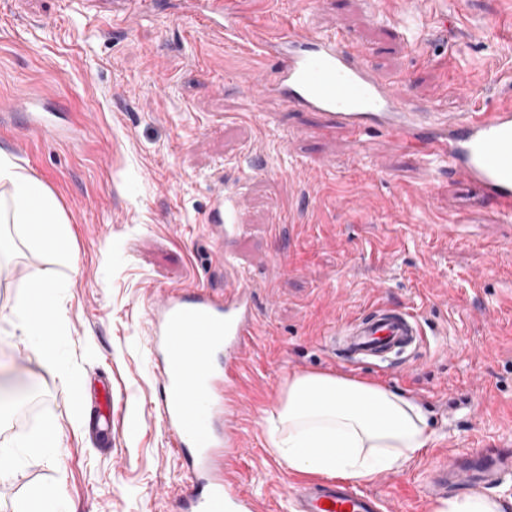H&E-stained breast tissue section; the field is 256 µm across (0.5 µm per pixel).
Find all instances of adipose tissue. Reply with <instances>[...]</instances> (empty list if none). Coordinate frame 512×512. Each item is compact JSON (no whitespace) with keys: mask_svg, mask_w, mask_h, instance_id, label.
Instances as JSON below:
<instances>
[{"mask_svg":"<svg viewBox=\"0 0 512 512\" xmlns=\"http://www.w3.org/2000/svg\"><path fill=\"white\" fill-rule=\"evenodd\" d=\"M0 223L18 224L29 242L65 258L70 228L54 194L9 157L0 155ZM39 298L19 289L12 314L45 364L61 359L60 285L51 271L37 276ZM269 443L289 469L366 482L427 452V417L414 399L344 374L289 376L284 397L266 419ZM493 491H470L442 501L431 512H505Z\"/></svg>","mask_w":512,"mask_h":512,"instance_id":"ef3b65f1","label":"adipose tissue"}]
</instances>
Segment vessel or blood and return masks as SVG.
Returning <instances> with one entry per match:
<instances>
[{"label":"vessel or blood","instance_id":"1","mask_svg":"<svg viewBox=\"0 0 512 512\" xmlns=\"http://www.w3.org/2000/svg\"><path fill=\"white\" fill-rule=\"evenodd\" d=\"M224 14V0H190V16L207 34L223 35ZM250 41L262 57L280 62L274 79L252 84L255 96L314 113L324 128L343 132L359 151L367 132L385 133L401 150L420 153L472 184L479 206L512 223V106L483 112L464 101L458 114L435 122L429 106L410 101L400 83L382 79L343 34H321L299 23L270 33L256 25ZM10 113L19 129L60 134L32 112L29 93L16 96ZM257 327L254 291L238 280L220 293L169 288L150 309L147 346L163 389L161 426L189 479L178 512H257L256 501L237 485L235 471L247 412L239 385ZM422 336L413 311L379 304L332 328L327 345L350 363L379 365L419 347ZM509 478L511 453L452 454L431 472L427 493ZM294 503L296 512H382L377 494L338 482L302 486Z\"/></svg>","mask_w":512,"mask_h":512}]
</instances>
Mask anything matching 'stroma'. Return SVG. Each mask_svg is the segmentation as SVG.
Here are the masks:
<instances>
[{
  "label": "stroma",
  "mask_w": 512,
  "mask_h": 512,
  "mask_svg": "<svg viewBox=\"0 0 512 512\" xmlns=\"http://www.w3.org/2000/svg\"><path fill=\"white\" fill-rule=\"evenodd\" d=\"M229 9L271 28L295 18L348 32L378 72L438 111L467 98L488 112L512 105V0H417L409 15L402 0ZM253 70L270 80L276 67L204 33L177 0L124 16L112 0H0V113L24 89L59 106V125L87 129L71 142L0 127V153L46 184L71 230L64 261L30 246L21 226H0L12 243L0 256V444L61 436L0 479V512H19L36 490L60 491L72 512H177L188 480L159 427L147 319L161 288L224 287L206 238L219 209L232 226L224 258L253 287L259 317L237 467L259 512H292L288 490L304 479L270 448L264 423L294 374H346L426 410L428 453L361 485L384 512H430L425 486L444 454L512 450V223L383 134L358 153L310 113L285 111L266 128L272 104L242 83ZM46 269L61 285L74 397L11 314L18 289ZM382 302L417 314L423 346L385 368L333 356L327 329ZM107 379L119 407L108 445L90 429L94 385Z\"/></svg>",
  "instance_id": "stroma-1"
}]
</instances>
